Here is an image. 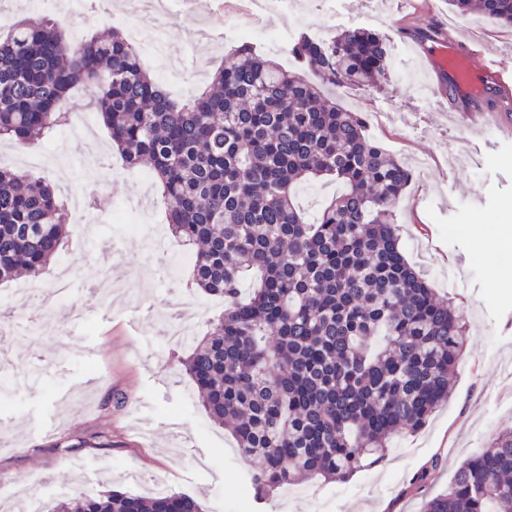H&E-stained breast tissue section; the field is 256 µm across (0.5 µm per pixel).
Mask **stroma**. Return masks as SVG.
Returning a JSON list of instances; mask_svg holds the SVG:
<instances>
[{"instance_id": "35a3bbf8", "label": "stroma", "mask_w": 512, "mask_h": 512, "mask_svg": "<svg viewBox=\"0 0 512 512\" xmlns=\"http://www.w3.org/2000/svg\"><path fill=\"white\" fill-rule=\"evenodd\" d=\"M334 8L338 19L328 28L309 0H296L288 12L268 9L260 26L277 39L263 51L293 69L297 62L282 43L300 33L365 27L386 37L388 82L367 92L339 85L325 93L344 108L386 116L374 136L391 152L433 160L411 184L397 216L408 260L424 271L437 298L464 316L465 355L447 403L420 431L393 436L381 465L343 483L308 478L271 499L254 500L248 492L251 460L238 454L195 395L180 365L187 347L166 348L160 333L170 304L192 290L190 268H181L178 286H170L164 259L146 241L123 239L130 226L164 223L154 183L122 166L102 122L94 124L102 149L96 166L86 161L82 137L65 125L30 145L44 159L25 170L55 183L61 199L74 192L104 198L107 212L90 224L70 215L65 244L43 280L52 284L69 265L78 275L77 289L93 285L104 247L117 244L114 291L132 285L138 296L75 320L45 295L36 339L0 335L12 377L0 389V437L9 446L0 453V512H15L20 485L40 512L66 498L112 489L145 496L180 492L199 498L205 512H238L243 505L249 512H422L464 461L512 431V270L493 281L488 237L492 225H512V141L451 124L431 104L429 80L415 54L396 41L398 30L424 24L433 10L457 31H477L494 46L511 44L512 28L477 16L456 19L448 0H335ZM231 20L230 11H218L204 27L191 0H170L168 54L144 58L145 69L157 79L171 59H181L187 77L173 83L170 94L178 101L188 97L231 62L223 40L202 38L204 30L224 31ZM105 435L111 447H99ZM79 439L85 447H76ZM428 466L434 469L428 482L413 486V476Z\"/></svg>"}]
</instances>
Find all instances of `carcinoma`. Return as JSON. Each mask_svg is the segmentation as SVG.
<instances>
[{
    "label": "carcinoma",
    "instance_id": "obj_1",
    "mask_svg": "<svg viewBox=\"0 0 512 512\" xmlns=\"http://www.w3.org/2000/svg\"><path fill=\"white\" fill-rule=\"evenodd\" d=\"M448 2L457 16L512 25V0ZM288 52L317 81L240 43L233 63L181 104L117 31L70 41L57 22L25 18L0 40V140L28 145L51 133L65 96L92 89L122 162L149 167L171 232L196 247L194 284L225 307L181 365L210 419L256 460L257 499L300 477L346 481L380 465L389 437L418 431L448 401L463 347V315L399 248L396 211L413 170L366 134L362 113L322 93L385 81L386 39L350 27L304 34ZM319 179L343 191L310 220L294 191ZM65 235L54 186L0 168V282L38 276ZM55 512L203 507L186 494L113 490ZM423 512H512V431L463 464Z\"/></svg>",
    "mask_w": 512,
    "mask_h": 512
}]
</instances>
